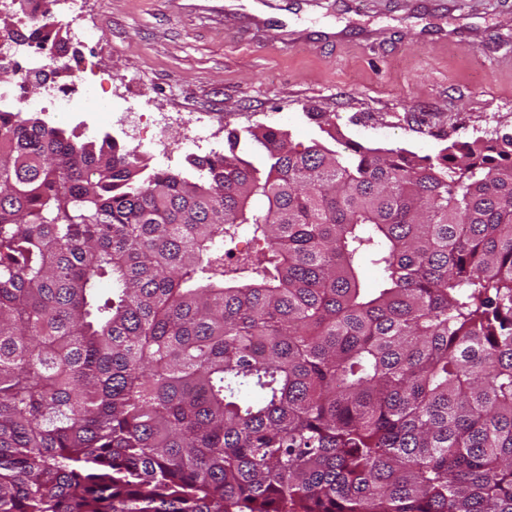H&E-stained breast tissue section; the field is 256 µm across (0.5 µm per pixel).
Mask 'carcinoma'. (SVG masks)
<instances>
[{
    "instance_id": "carcinoma-1",
    "label": "carcinoma",
    "mask_w": 512,
    "mask_h": 512,
    "mask_svg": "<svg viewBox=\"0 0 512 512\" xmlns=\"http://www.w3.org/2000/svg\"><path fill=\"white\" fill-rule=\"evenodd\" d=\"M189 164L0 112V512H512V135Z\"/></svg>"
}]
</instances>
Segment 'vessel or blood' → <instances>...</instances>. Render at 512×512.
Masks as SVG:
<instances>
[{
	"mask_svg": "<svg viewBox=\"0 0 512 512\" xmlns=\"http://www.w3.org/2000/svg\"><path fill=\"white\" fill-rule=\"evenodd\" d=\"M277 0H225L222 11L225 27L237 37L277 31L282 42L296 43L309 36V29L277 12Z\"/></svg>",
	"mask_w": 512,
	"mask_h": 512,
	"instance_id": "vessel-or-blood-1",
	"label": "vessel or blood"
}]
</instances>
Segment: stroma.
<instances>
[{
	"label": "stroma",
	"instance_id": "obj_1",
	"mask_svg": "<svg viewBox=\"0 0 512 512\" xmlns=\"http://www.w3.org/2000/svg\"><path fill=\"white\" fill-rule=\"evenodd\" d=\"M95 54L109 81L150 109L211 122L221 133L277 124L295 150L325 140L322 116L344 140L419 155L455 141L512 133V0H355L370 33L282 45L222 34L211 0H90Z\"/></svg>",
	"mask_w": 512,
	"mask_h": 512
}]
</instances>
